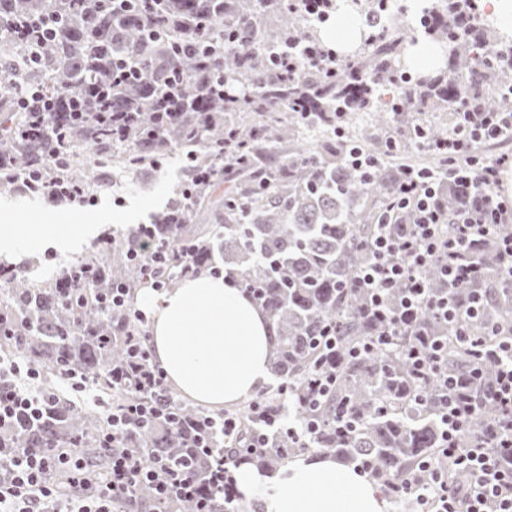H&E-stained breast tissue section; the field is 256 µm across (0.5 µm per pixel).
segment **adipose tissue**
I'll list each match as a JSON object with an SVG mask.
<instances>
[{
  "label": "adipose tissue",
  "mask_w": 512,
  "mask_h": 512,
  "mask_svg": "<svg viewBox=\"0 0 512 512\" xmlns=\"http://www.w3.org/2000/svg\"><path fill=\"white\" fill-rule=\"evenodd\" d=\"M92 224H33L0 228V255L32 251L43 238L66 249L93 235ZM235 274L202 273L180 287L140 289L135 303L149 313L152 360L184 397L219 410L254 395L270 377L268 322L233 284ZM243 501L259 500L263 512H385L375 485L335 458L302 457L274 477L249 464L236 473Z\"/></svg>",
  "instance_id": "adipose-tissue-1"
}]
</instances>
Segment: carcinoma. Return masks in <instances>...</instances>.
Segmentation results:
<instances>
[{"label": "carcinoma", "mask_w": 512, "mask_h": 512, "mask_svg": "<svg viewBox=\"0 0 512 512\" xmlns=\"http://www.w3.org/2000/svg\"><path fill=\"white\" fill-rule=\"evenodd\" d=\"M342 10L388 16L383 0H330L325 16ZM21 17L51 28V39L35 58L12 25ZM319 22L304 10L285 8L282 0H131L125 8L112 0H0V112L6 113L0 120L5 159L0 192L22 186L26 195L39 197L37 188L47 184L61 195L74 185L97 194L110 189L107 171L114 167L133 175L176 148L191 154L175 198L154 217L152 244L161 252L179 240L195 249L200 270L236 272L235 286L269 324L277 385L260 391L258 400L275 409L285 406L295 420L312 426L308 436L268 433L269 448L259 465L273 471L315 449L346 461H369L371 478L386 490L419 463L440 456L444 380L476 365L484 379L495 376V362L477 361L453 336L461 327L469 336L490 340L497 326L512 325V281L501 272L493 241L475 249L480 274L464 286L447 284L439 267L431 265L423 273L431 293L456 299L458 321L422 311L392 344L357 357L349 351L388 328L368 320L367 293L352 284L370 259L369 241L380 221L408 222L406 214L391 215L388 207L410 164L416 131L431 139L451 136L425 112L433 108L454 115L473 102L512 112V64L502 60L512 38L501 33L479 0H415L413 11L399 17L396 34H367L349 54L325 43ZM230 28L250 37L243 48L224 42ZM418 32L444 49L446 67L413 80L400 61ZM298 41L316 46L323 67L336 71V79L310 67L287 81L271 79L270 54ZM197 53L224 71L223 85L208 90L201 83ZM114 64L134 69V76L112 83ZM175 71L184 77L180 87L169 84ZM37 88L59 100L61 112L71 96L83 98L86 104H73L75 124L56 122L26 134L30 116L16 108V101ZM232 92L246 97L247 104L239 105ZM405 93L416 107L399 112ZM300 97L309 103L306 112L292 108ZM123 112L133 119L126 135L117 138L112 114ZM226 112L248 143L247 161L231 167L236 179L223 197H213L209 185L194 187L186 199L182 187H193L197 168L224 165ZM59 140L67 144L65 167L46 171L31 186L29 173ZM390 140L403 161H385L383 148ZM354 147L377 158L370 170L353 166ZM92 154L105 166L92 165ZM442 197L451 220L462 208L479 207L482 191L448 180ZM135 252L148 253L138 224L120 230L105 247H94L52 281H32L24 266H0V321L9 335L0 340V352L33 364L54 400L41 419L22 420L1 433L0 448H71L96 459L90 481L102 476L107 465L98 448L102 423L57 393L53 380L65 369L84 374L115 408L135 396L130 387H110L104 373L124 362L125 335L140 324L126 310L99 306L96 298L114 282L133 292L139 288ZM183 266L171 260L157 268L164 287L179 286ZM471 295L483 299L474 318L466 315ZM327 327L340 339L336 382L312 406L309 387L328 359L317 340ZM414 332L448 345L438 369L424 378L405 351ZM482 395L477 388L470 427L459 440L462 448L471 447L496 416ZM168 397L167 414L182 421L207 417L173 393ZM250 407L238 411L239 428L224 442L240 464L253 460L245 447L254 428ZM339 413L351 422L345 433L336 427ZM185 438L180 427L159 417L126 435L123 446L183 465L204 483L206 465L184 456ZM209 495L215 512H248L249 505L229 493L211 487Z\"/></svg>", "instance_id": "cac0c4a2"}]
</instances>
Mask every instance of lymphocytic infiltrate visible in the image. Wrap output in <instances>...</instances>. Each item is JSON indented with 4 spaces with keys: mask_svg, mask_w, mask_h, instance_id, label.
<instances>
[{
    "mask_svg": "<svg viewBox=\"0 0 512 512\" xmlns=\"http://www.w3.org/2000/svg\"><path fill=\"white\" fill-rule=\"evenodd\" d=\"M506 139H512V113L478 107L459 113L454 139L426 141V148L442 157V164L405 173L392 208L410 213L412 221L403 226L387 222L379 227L369 243L372 259L355 279L356 287L370 295L371 318L380 322L390 319L384 296L401 288L405 295L401 311L393 318L396 323H412L424 309L436 310L445 320H456L455 306L448 298L431 294L421 271L435 263L447 282L466 283L476 273L470 255L478 242L488 238L497 239L500 264L512 276V237L497 236L507 207L495 191L508 157H483L475 152L477 143ZM450 177L482 187L481 208L449 216L440 202L438 186ZM126 345L127 363L108 373L112 385L131 380L146 394L165 389L163 372L152 363L139 338L128 337ZM478 356L497 365L496 379L486 397L500 415L475 446L459 447L457 439L475 410V380L449 379L448 404L442 414V453L447 466L421 462L392 488L395 495L416 497L425 512H512V332L502 333L491 347L480 349ZM38 377L36 369L15 358L0 366V430L12 427L21 417L35 419L48 410L50 400ZM100 413L109 424L101 445L114 451L102 480L86 483V464L70 451H16L0 457V512H117V502L130 498L142 485L150 487L158 500L147 512H160V504L174 501H192L198 512H212L210 499L185 470L146 460L135 451L115 449L127 432L160 415V403H137L120 413L105 405ZM60 469L69 471L70 483L81 486V493L55 484L53 475Z\"/></svg>",
    "mask_w": 512,
    "mask_h": 512,
    "instance_id": "f902f5d3",
    "label": "lymphocytic infiltrate"
}]
</instances>
